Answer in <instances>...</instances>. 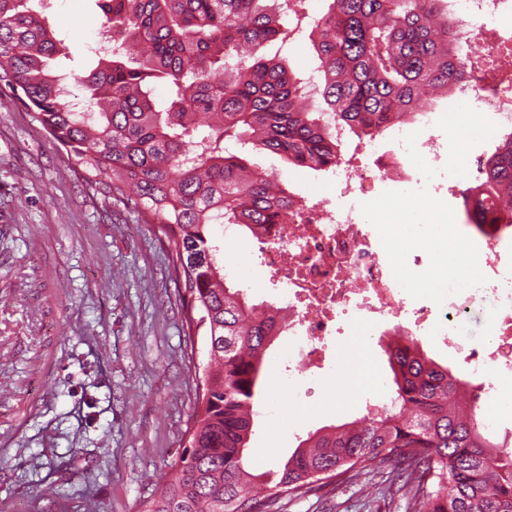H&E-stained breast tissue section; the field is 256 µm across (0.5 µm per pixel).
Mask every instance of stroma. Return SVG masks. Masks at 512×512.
I'll list each match as a JSON object with an SVG mask.
<instances>
[{"mask_svg":"<svg viewBox=\"0 0 512 512\" xmlns=\"http://www.w3.org/2000/svg\"><path fill=\"white\" fill-rule=\"evenodd\" d=\"M57 31L91 37L105 19L92 0H54ZM296 77L320 61L306 38L261 47ZM275 154L252 150L265 173ZM280 182L306 189L307 169L277 163ZM246 275L248 303H274L258 243L225 244ZM187 295L168 242L137 212L89 191L82 168L0 80V512H143L184 453L205 336L189 335ZM277 336L265 355L260 403L246 458L277 469L307 434L362 417L367 391L335 375L288 388ZM407 512L369 501L362 484L332 485L283 512Z\"/></svg>","mask_w":512,"mask_h":512,"instance_id":"35a3bbf8","label":"stroma"}]
</instances>
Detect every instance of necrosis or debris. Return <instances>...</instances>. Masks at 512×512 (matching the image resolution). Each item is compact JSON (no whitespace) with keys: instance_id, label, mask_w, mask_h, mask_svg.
<instances>
[{"instance_id":"necrosis-or-debris-1","label":"necrosis or debris","mask_w":512,"mask_h":512,"mask_svg":"<svg viewBox=\"0 0 512 512\" xmlns=\"http://www.w3.org/2000/svg\"><path fill=\"white\" fill-rule=\"evenodd\" d=\"M446 2L449 12L463 17L452 45L467 60V76L452 88L451 104H468L487 113L499 131H512V67L487 69L483 56L502 40H512V0ZM408 132V118H391L383 141L359 142L356 155L325 169L322 185L329 196L313 202L297 196L298 219L267 225L258 236L260 264L269 270L288 313V360L280 375L288 384L324 373L331 339L349 325L371 350L386 336L432 333L449 351L464 355L487 384L512 381V226L471 227L493 315L487 337L466 346L460 340L465 304L453 300L435 308L411 298L395 280L377 230L360 212V203L416 183L418 171L402 141ZM488 149L485 143L474 146L467 177L452 185L440 174L428 184L429 193L442 198L452 185L470 191V205H482L480 169Z\"/></svg>"}]
</instances>
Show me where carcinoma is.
<instances>
[{"label":"carcinoma","mask_w":512,"mask_h":512,"mask_svg":"<svg viewBox=\"0 0 512 512\" xmlns=\"http://www.w3.org/2000/svg\"><path fill=\"white\" fill-rule=\"evenodd\" d=\"M49 0H0V78L43 129L84 168L88 189L159 220L176 282L208 337V365L191 417L189 453L144 512H279L332 474L354 484L378 472L375 494L412 512H512V452L476 423L461 379L418 340L385 352L391 405L300 441L276 479L251 473L244 450L263 355L280 335L270 307L248 304L224 276L215 224L257 235L286 224L293 200L242 155L264 149L295 166L324 169L340 157L323 113L311 112L293 72L244 54L288 38L284 0H94L107 48H74L46 14ZM442 0H332L310 33L322 97L358 139L378 135L394 112L411 113L463 76L449 49L457 22ZM88 102L77 109L63 85ZM169 97L155 101L151 84ZM482 190L512 225V132L482 164Z\"/></svg>","instance_id":"1"}]
</instances>
